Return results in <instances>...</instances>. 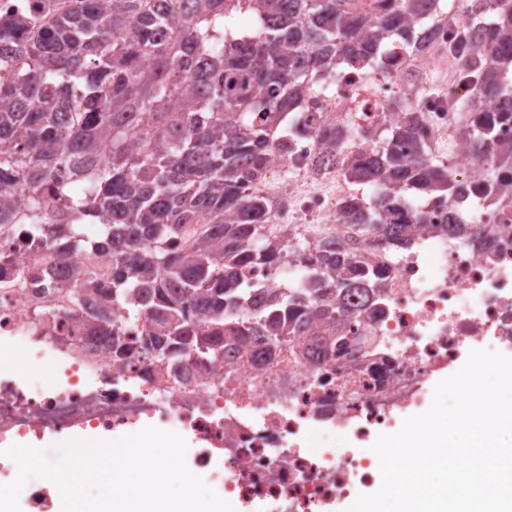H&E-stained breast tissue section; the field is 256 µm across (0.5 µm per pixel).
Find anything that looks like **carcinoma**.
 I'll use <instances>...</instances> for the list:
<instances>
[{
	"label": "carcinoma",
	"instance_id": "1",
	"mask_svg": "<svg viewBox=\"0 0 512 512\" xmlns=\"http://www.w3.org/2000/svg\"><path fill=\"white\" fill-rule=\"evenodd\" d=\"M36 2L0 15V45L29 35L20 80L0 84V157L26 165L19 185L0 167V228L23 197L30 244L110 256L112 286L92 326L116 355L124 348L112 308L121 306L157 326L150 344L168 359L186 346L216 359L225 336L259 347L315 322L325 335L301 356L326 357L342 316L370 308L374 273L334 242L315 253L296 243L288 250L297 282H243L244 260L264 263L281 248L265 224L269 201L242 195L241 181L263 179L311 79L343 64L374 66L397 23L431 19L436 0H386L391 13L369 21L346 10L350 0H72L73 11L47 19ZM497 7L488 87L512 70V0ZM245 16L259 22L255 32L239 29ZM390 107L403 118L360 130L374 148L348 171L374 188L373 203L350 200L342 215L400 245L409 225L392 215L407 206L412 223H425L409 191L446 200L456 184L450 166L422 149L417 111L399 100ZM491 138L490 114L469 125L473 152ZM195 215L202 227L183 249L168 248Z\"/></svg>",
	"mask_w": 512,
	"mask_h": 512
}]
</instances>
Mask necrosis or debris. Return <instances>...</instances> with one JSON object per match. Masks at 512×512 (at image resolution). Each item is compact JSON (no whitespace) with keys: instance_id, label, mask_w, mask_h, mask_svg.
<instances>
[{"instance_id":"obj_1","label":"necrosis or debris","mask_w":512,"mask_h":512,"mask_svg":"<svg viewBox=\"0 0 512 512\" xmlns=\"http://www.w3.org/2000/svg\"><path fill=\"white\" fill-rule=\"evenodd\" d=\"M495 12L494 0L479 15L469 0H452L428 25H412L411 40L393 42L389 68L342 69L311 82L297 131L264 179L244 187L272 200L267 222L281 243L316 249L321 237L311 227L321 224L377 275L374 312L343 319L348 343L328 359L311 362L289 346L233 345L215 360H167L142 348L146 318L123 309L114 315L127 349L116 359L85 322L99 297L77 306L63 290L89 272L108 287L109 258L87 249L64 260L53 247L27 245V210L17 202L14 224L0 235V479L16 471L1 454L11 445L153 426L185 439L189 470L235 512H340L380 486L372 450L379 435L426 411L436 384L471 350L512 357V167L490 165L512 145V96L500 98L484 157L469 152V116L455 105L479 98L481 85L468 80L472 61L453 45L465 34L481 51L495 47ZM441 65L444 96L430 91L426 76ZM395 100L419 110L427 153L447 157L456 181L447 201L417 197L427 221L411 227L400 250L344 224L338 212L341 201L360 196L347 177L371 147L360 129L397 120L387 109ZM330 151L335 161L322 163ZM450 224H474L478 233L451 234ZM45 275L55 287L40 285ZM15 354L26 358L27 373L17 372Z\"/></svg>"}]
</instances>
